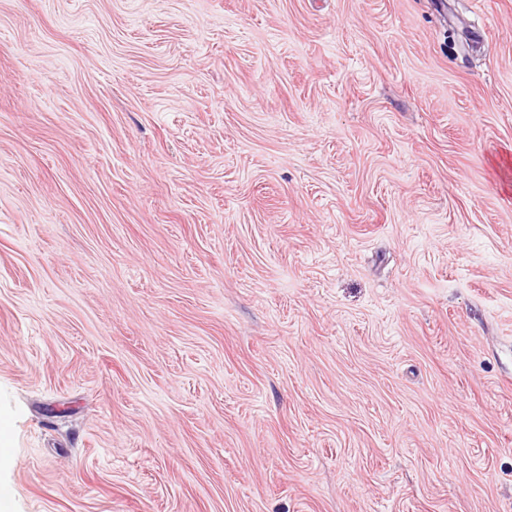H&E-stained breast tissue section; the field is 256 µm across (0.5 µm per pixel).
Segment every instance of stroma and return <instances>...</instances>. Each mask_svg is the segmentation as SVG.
I'll use <instances>...</instances> for the list:
<instances>
[{"label": "stroma", "mask_w": 512, "mask_h": 512, "mask_svg": "<svg viewBox=\"0 0 512 512\" xmlns=\"http://www.w3.org/2000/svg\"><path fill=\"white\" fill-rule=\"evenodd\" d=\"M7 512H512V0H0Z\"/></svg>", "instance_id": "stroma-1"}]
</instances>
